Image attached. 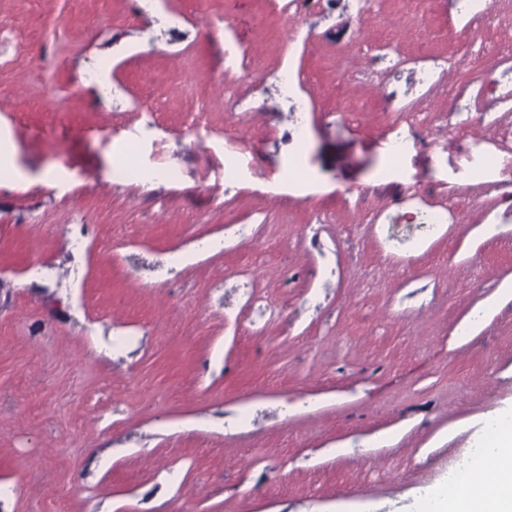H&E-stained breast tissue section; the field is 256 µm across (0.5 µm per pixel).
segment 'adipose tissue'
<instances>
[{
    "label": "adipose tissue",
    "mask_w": 512,
    "mask_h": 512,
    "mask_svg": "<svg viewBox=\"0 0 512 512\" xmlns=\"http://www.w3.org/2000/svg\"><path fill=\"white\" fill-rule=\"evenodd\" d=\"M483 442V458L426 501L423 512H512V414L502 415Z\"/></svg>",
    "instance_id": "ef3b65f1"
}]
</instances>
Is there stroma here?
Masks as SVG:
<instances>
[{
	"label": "stroma",
	"mask_w": 512,
	"mask_h": 512,
	"mask_svg": "<svg viewBox=\"0 0 512 512\" xmlns=\"http://www.w3.org/2000/svg\"><path fill=\"white\" fill-rule=\"evenodd\" d=\"M1 19L0 512H421L512 412V0Z\"/></svg>",
	"instance_id": "obj_1"
}]
</instances>
